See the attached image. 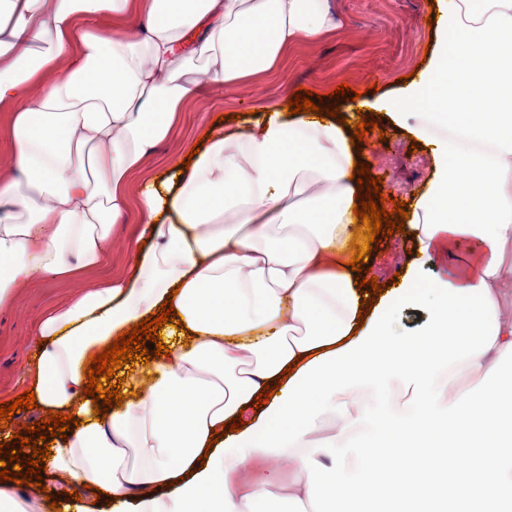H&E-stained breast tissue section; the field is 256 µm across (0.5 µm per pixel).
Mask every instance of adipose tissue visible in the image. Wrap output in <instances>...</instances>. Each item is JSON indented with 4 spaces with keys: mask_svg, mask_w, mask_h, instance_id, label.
Segmentation results:
<instances>
[{
    "mask_svg": "<svg viewBox=\"0 0 512 512\" xmlns=\"http://www.w3.org/2000/svg\"><path fill=\"white\" fill-rule=\"evenodd\" d=\"M436 5L430 65L378 108L432 147L433 179L405 224L414 253L476 238L464 278L425 287L411 263L381 295L357 289L358 156L337 119L209 124L189 168L145 185L127 273L33 329L40 410L79 420L42 479L65 512H500L512 500V0ZM105 16L122 22L107 37L95 32ZM335 27L331 0H0V108L12 114L0 312L39 277L106 262L128 176L201 82L238 85ZM168 299V355L129 371L122 405L96 416L90 356ZM414 302L431 323L399 334L392 315ZM462 369L479 374L474 387H457ZM267 383L272 398L254 408ZM243 409V428L224 432ZM328 416L341 420L330 433ZM288 454L287 496L275 468L239 482L253 461Z\"/></svg>",
    "mask_w": 512,
    "mask_h": 512,
    "instance_id": "ef3b65f1",
    "label": "adipose tissue"
}]
</instances>
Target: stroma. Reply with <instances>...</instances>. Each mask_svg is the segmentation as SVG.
I'll use <instances>...</instances> for the list:
<instances>
[{
  "label": "stroma",
  "instance_id": "stroma-1",
  "mask_svg": "<svg viewBox=\"0 0 512 512\" xmlns=\"http://www.w3.org/2000/svg\"><path fill=\"white\" fill-rule=\"evenodd\" d=\"M340 24L336 30L315 42L291 45L275 69L251 77L237 88L207 85L203 97L187 103L173 125L169 137L147 157L127 182L129 212L124 223L115 225L108 244V261L99 267L79 270L71 275L44 278L17 290L12 309L0 312V402L15 399L27 390V371L34 358L33 327L52 309L71 301L83 289L122 277L129 264L128 250L137 235L141 191L165 165L169 157L183 156L198 142L203 119L236 115L237 126H244V113L266 108H286L299 88L322 98L323 107H337L348 114L359 103L333 100L331 91L342 84L362 92L363 100L374 101L369 86L378 94L402 87L403 76L424 70L428 63L425 48L434 43L436 32L426 23L433 0H334ZM362 100V101H363ZM360 144L364 162L372 176L383 179L386 199L410 200L427 189L432 165L424 143H412L409 130L395 126L388 117L377 121ZM409 242L400 232L380 243L367 265L378 283L391 281L402 271L411 256ZM477 240L451 252L422 258L424 279H459L466 261L478 250Z\"/></svg>",
  "mask_w": 512,
  "mask_h": 512
}]
</instances>
